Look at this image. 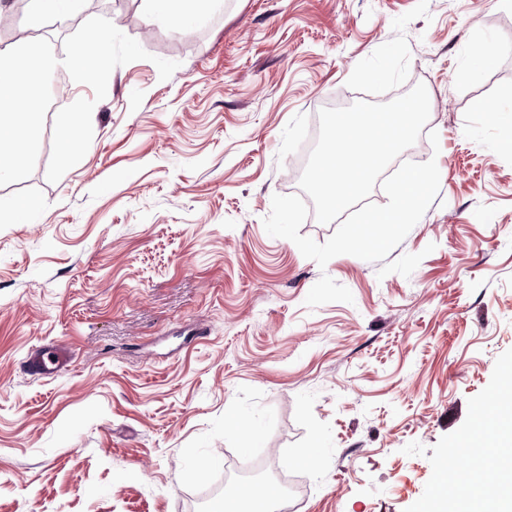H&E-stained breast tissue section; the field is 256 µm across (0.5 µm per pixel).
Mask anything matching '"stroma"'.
Masks as SVG:
<instances>
[{"label": "stroma", "instance_id": "1", "mask_svg": "<svg viewBox=\"0 0 512 512\" xmlns=\"http://www.w3.org/2000/svg\"><path fill=\"white\" fill-rule=\"evenodd\" d=\"M0 0V52L87 19L148 52L117 67L84 158L47 179L51 80L30 200L0 222V512H208L240 471L291 512H424L460 438L512 368V38L494 0H224L194 28L147 0H82L30 25ZM176 61L160 80L155 58ZM424 84L425 195L383 240L371 205L319 223L299 188L318 113ZM67 371L35 379L29 350ZM315 452L314 467L301 464ZM72 361L71 352L58 345L33 350L22 364L23 371L38 378L54 377L67 370Z\"/></svg>", "mask_w": 512, "mask_h": 512}]
</instances>
